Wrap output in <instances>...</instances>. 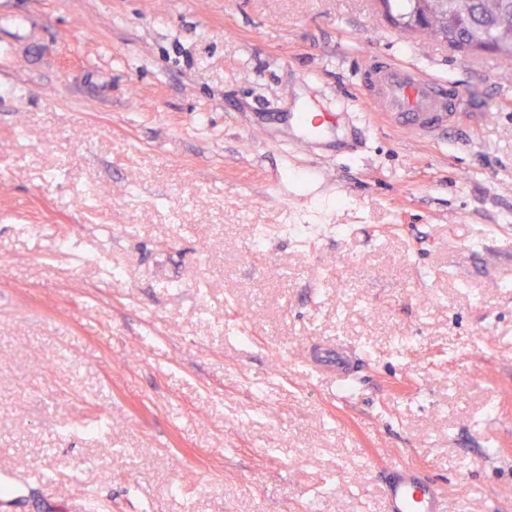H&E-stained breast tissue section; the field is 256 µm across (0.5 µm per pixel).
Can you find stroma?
<instances>
[{"label":"stroma","instance_id":"35a3bbf8","mask_svg":"<svg viewBox=\"0 0 512 512\" xmlns=\"http://www.w3.org/2000/svg\"><path fill=\"white\" fill-rule=\"evenodd\" d=\"M0 41V512H303L325 487L322 512H380L403 455L450 512H512V62L373 0H0ZM372 51L455 82L457 146L368 108ZM339 105L361 139L291 153L268 126ZM313 338L366 352L359 393L299 369Z\"/></svg>","mask_w":512,"mask_h":512}]
</instances>
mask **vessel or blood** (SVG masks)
Masks as SVG:
<instances>
[{
	"label": "vessel or blood",
	"instance_id": "b4317fda",
	"mask_svg": "<svg viewBox=\"0 0 512 512\" xmlns=\"http://www.w3.org/2000/svg\"><path fill=\"white\" fill-rule=\"evenodd\" d=\"M358 80L372 95L376 111L386 113L390 127L406 136L454 141L463 100L454 87L424 75L394 57L371 54ZM272 122L288 125L289 146L304 149L335 138L339 115L317 119L309 112L271 113ZM364 359L356 350L334 340L308 345L303 367L330 381L337 392H357ZM382 512H448L444 483L417 462L398 459L378 470Z\"/></svg>",
	"mask_w": 512,
	"mask_h": 512
}]
</instances>
